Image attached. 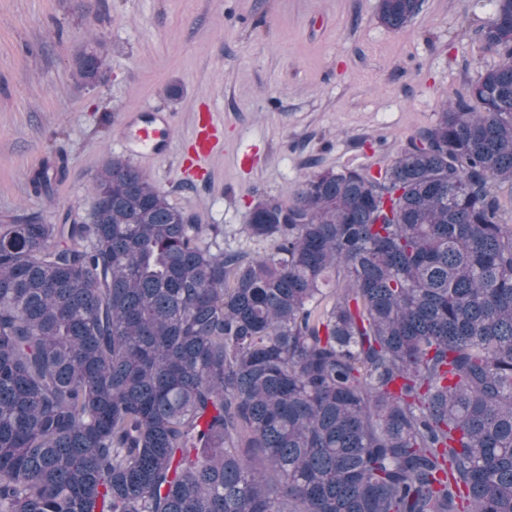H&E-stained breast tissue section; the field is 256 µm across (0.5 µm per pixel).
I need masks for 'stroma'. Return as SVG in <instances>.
I'll return each instance as SVG.
<instances>
[{"label": "stroma", "mask_w": 512, "mask_h": 512, "mask_svg": "<svg viewBox=\"0 0 512 512\" xmlns=\"http://www.w3.org/2000/svg\"><path fill=\"white\" fill-rule=\"evenodd\" d=\"M378 0H0V224L86 216L103 163L122 155L128 114L172 112L164 156L132 163L224 245H265L242 228L265 197L292 199L307 172L384 167L449 92L494 56L479 29L493 0H422L399 31ZM95 51L96 81L78 58ZM207 107L224 149L205 174L181 171L194 114ZM63 164L37 192L34 172Z\"/></svg>", "instance_id": "obj_1"}]
</instances>
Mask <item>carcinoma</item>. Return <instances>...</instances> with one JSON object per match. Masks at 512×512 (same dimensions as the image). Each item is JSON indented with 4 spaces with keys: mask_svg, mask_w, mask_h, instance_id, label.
Returning a JSON list of instances; mask_svg holds the SVG:
<instances>
[{
    "mask_svg": "<svg viewBox=\"0 0 512 512\" xmlns=\"http://www.w3.org/2000/svg\"><path fill=\"white\" fill-rule=\"evenodd\" d=\"M495 7L497 62L377 174L315 170L252 207L262 256L115 156L87 217L0 225V512H512V0ZM101 65L84 52L79 74Z\"/></svg>",
    "mask_w": 512,
    "mask_h": 512,
    "instance_id": "1",
    "label": "carcinoma"
}]
</instances>
